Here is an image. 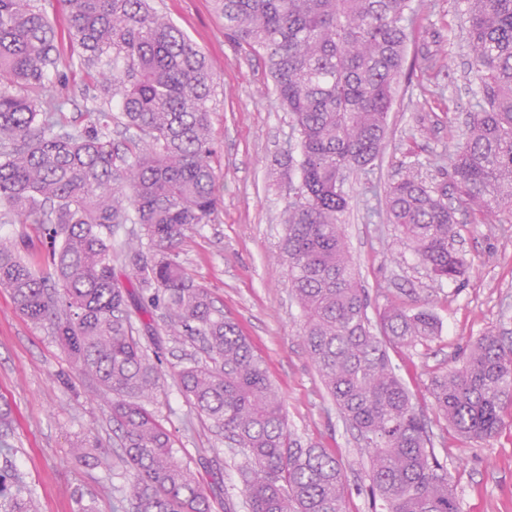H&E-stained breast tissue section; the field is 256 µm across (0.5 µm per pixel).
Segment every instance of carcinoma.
<instances>
[{"label":"carcinoma","instance_id":"1","mask_svg":"<svg viewBox=\"0 0 512 512\" xmlns=\"http://www.w3.org/2000/svg\"><path fill=\"white\" fill-rule=\"evenodd\" d=\"M463 2L481 98L452 163L454 197L410 170L386 190L400 241L437 281L466 269L453 245L456 206L512 217V0ZM65 3L68 39L97 101L81 131L63 120L72 102L66 82L50 99L39 96L62 64L55 20L34 0H0V218L37 224L51 238L42 261L0 239V286L29 321L53 322L75 368L110 404L136 512H212V500L150 409L161 392L160 357L135 336L126 290L112 274V258L124 252L135 261L143 312L160 310L167 335L200 351L177 384L241 455L247 512H346L340 461L292 435L264 360L177 260L186 232L209 223L217 203L206 56L151 0ZM213 4L225 33L265 60L298 134V156L279 162L283 174L299 172L288 182L281 252L308 356L368 455L372 512L379 501L384 512H460L389 355L438 335L437 319L391 305L375 334L342 227L347 172L380 153L406 76L413 0ZM122 224L141 225L144 236L112 245ZM431 395L462 439L494 438L512 407V346L481 337L461 367L432 380ZM0 512H41L35 490L8 470L0 471Z\"/></svg>","mask_w":512,"mask_h":512}]
</instances>
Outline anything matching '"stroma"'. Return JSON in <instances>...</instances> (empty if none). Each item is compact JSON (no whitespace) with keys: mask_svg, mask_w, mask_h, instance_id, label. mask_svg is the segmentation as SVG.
I'll return each instance as SVG.
<instances>
[{"mask_svg":"<svg viewBox=\"0 0 512 512\" xmlns=\"http://www.w3.org/2000/svg\"><path fill=\"white\" fill-rule=\"evenodd\" d=\"M57 17L62 73L75 103L64 118L83 128L92 93L67 37L63 0H40ZM211 59L216 85L209 103L211 136L220 175L218 204L210 223L190 230L179 259L195 282L214 297L225 317L247 336L280 387L291 431L302 441L335 454L348 484L347 512H369L365 492L367 457L338 414L301 340L303 316L288 286V264L280 253L288 179L275 174L277 159L297 150L290 116L276 101L263 60L234 44L211 0H154ZM407 22L408 75L388 117L385 147L344 185L349 206L343 228L350 254L370 299L368 316L389 305L425 307L439 334L413 347L390 351L408 390L434 433L446 460L461 512H512V419L487 442H467L439 418L430 394L432 379L461 366L468 346L495 333L512 337V223L465 212L457 214L456 248L467 271L457 280L435 281L427 267L397 240L385 208V189L411 167L429 183L450 179L451 163L480 94L479 79L463 38L462 0H415ZM436 67H425L426 52ZM143 343L161 359L162 394L154 409L213 500L225 499L245 512L237 475L238 456L224 449L214 427L180 393L176 374L188 345L163 330L160 318L140 328ZM0 399L12 410L0 433V467L16 472L39 494L42 512H77L75 492L97 498L103 512H131L129 475L119 465V439L110 406L90 398L88 382L71 364L50 322L33 324L18 313L0 288ZM98 442L99 462L87 466L71 448L78 437Z\"/></svg>","mask_w":512,"mask_h":512,"instance_id":"obj_1","label":"stroma"}]
</instances>
